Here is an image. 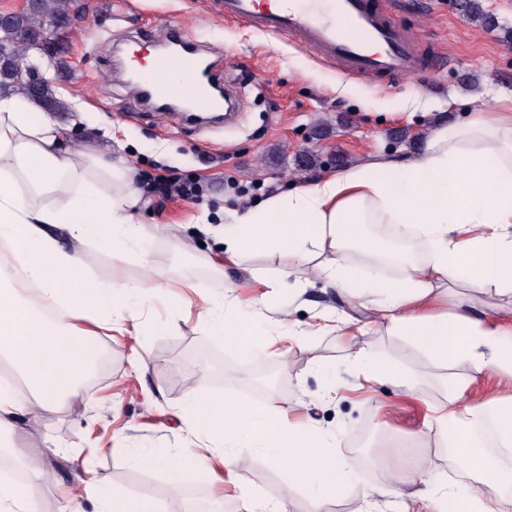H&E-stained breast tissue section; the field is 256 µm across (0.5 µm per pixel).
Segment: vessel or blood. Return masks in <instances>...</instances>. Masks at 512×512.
Wrapping results in <instances>:
<instances>
[{"label":"vessel or blood","mask_w":512,"mask_h":512,"mask_svg":"<svg viewBox=\"0 0 512 512\" xmlns=\"http://www.w3.org/2000/svg\"><path fill=\"white\" fill-rule=\"evenodd\" d=\"M213 6L224 20L296 40L358 78L376 81L417 75L435 67L380 0H333L326 14L300 9L294 0H213ZM155 66L160 71L178 70L181 77L151 83L148 92L153 99L193 101L207 112L238 111L232 90H225L223 102L210 99L207 64L194 51L159 57Z\"/></svg>","instance_id":"b4317fda"}]
</instances>
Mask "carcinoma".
I'll list each match as a JSON object with an SVG mask.
<instances>
[{"instance_id":"1","label":"carcinoma","mask_w":512,"mask_h":512,"mask_svg":"<svg viewBox=\"0 0 512 512\" xmlns=\"http://www.w3.org/2000/svg\"><path fill=\"white\" fill-rule=\"evenodd\" d=\"M74 0H31L30 8L12 20L0 21V90L27 96L48 112H67L68 104L56 95L54 85L46 81L35 87L19 78V73L32 67L27 52L39 44L19 36L22 30L36 31L48 24L67 20Z\"/></svg>"}]
</instances>
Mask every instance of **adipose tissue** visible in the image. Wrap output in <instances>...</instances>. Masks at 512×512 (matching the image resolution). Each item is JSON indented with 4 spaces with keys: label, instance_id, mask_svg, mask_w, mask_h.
<instances>
[{
    "label": "adipose tissue",
    "instance_id": "obj_1",
    "mask_svg": "<svg viewBox=\"0 0 512 512\" xmlns=\"http://www.w3.org/2000/svg\"><path fill=\"white\" fill-rule=\"evenodd\" d=\"M69 134L36 102L0 95V244L14 259L11 267L0 265V356L25 381L20 387L0 377V433L13 430L20 412L34 415L78 396L100 356L85 324L124 331L125 320L140 317L137 297L163 288L162 273L151 267L136 283L105 286L85 276L88 255L78 244L88 225L106 226L97 246L115 255L150 241L155 227L134 219L139 191L124 160L92 149L75 155ZM92 179L120 191L94 193ZM51 192L67 194V204L42 207L30 199ZM224 218V259L234 264L249 251L287 256L296 269L313 260L348 291L347 253L354 244L369 268L398 269L397 278L371 283L367 306L377 328L403 337L418 354L410 373L397 376L401 387H412L435 364L512 375V326L472 316L463 296L492 288L512 300V102L434 127L412 162L348 168L247 209L225 210ZM270 224L281 232L267 233ZM366 224L391 225L392 235L385 242L364 237ZM59 230L75 248L60 246ZM17 280L37 287L35 301L19 298ZM432 303L441 311L412 315L413 307ZM466 391L464 381L447 383L434 424L479 487L466 498L441 487L427 498L429 512H501L502 493L512 487V467L498 456L502 450L512 456V398L474 404ZM185 408L188 427L203 430L196 446L169 461L145 455L143 464L167 462L175 477L213 456L236 465L243 449L256 448L277 466L305 467L310 483L346 486L349 463L323 466V435L290 422L287 411L211 408L191 395ZM299 447L309 448V462L296 455ZM21 463L27 478L0 483V512H33L35 490L49 476L40 455H25Z\"/></svg>",
    "mask_w": 512,
    "mask_h": 512
}]
</instances>
